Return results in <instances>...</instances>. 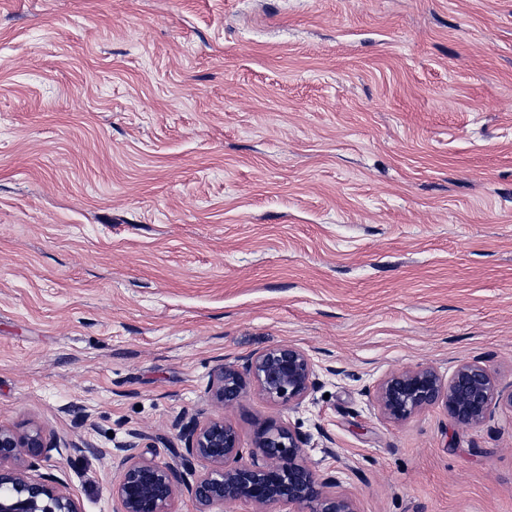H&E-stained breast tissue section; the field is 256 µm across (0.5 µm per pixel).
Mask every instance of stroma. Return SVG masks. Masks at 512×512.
<instances>
[{"instance_id": "1", "label": "stroma", "mask_w": 512, "mask_h": 512, "mask_svg": "<svg viewBox=\"0 0 512 512\" xmlns=\"http://www.w3.org/2000/svg\"><path fill=\"white\" fill-rule=\"evenodd\" d=\"M278 345L298 411L210 401ZM472 360L480 425L373 399ZM511 392L512 0H0V424L81 512L185 411L298 428L359 512H512Z\"/></svg>"}]
</instances>
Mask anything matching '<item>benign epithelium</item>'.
<instances>
[{
    "mask_svg": "<svg viewBox=\"0 0 512 512\" xmlns=\"http://www.w3.org/2000/svg\"><path fill=\"white\" fill-rule=\"evenodd\" d=\"M319 386V375L308 353L292 345L267 349L239 366L226 363L211 375L207 393L224 408L237 405L255 390L290 411L300 409ZM381 413L402 421L442 401L459 424L476 426L498 400L495 381L478 361L462 363L448 384L429 365L395 372L384 378L375 394ZM175 437L184 443L173 465L161 466L140 451L141 433L105 450L121 471L112 489L121 512H174L176 475L195 476L187 491L197 512L216 504L243 502L254 512H272L280 503L298 512H357L348 495L335 490L336 481L319 477L307 463V438L295 428L274 421L260 425L253 448L243 454L239 435L224 418H179ZM55 446L44 429L0 425V512H80L73 496L57 479L33 475ZM202 470L196 471L195 464Z\"/></svg>",
    "mask_w": 512,
    "mask_h": 512,
    "instance_id": "7a95c632",
    "label": "benign epithelium"
}]
</instances>
